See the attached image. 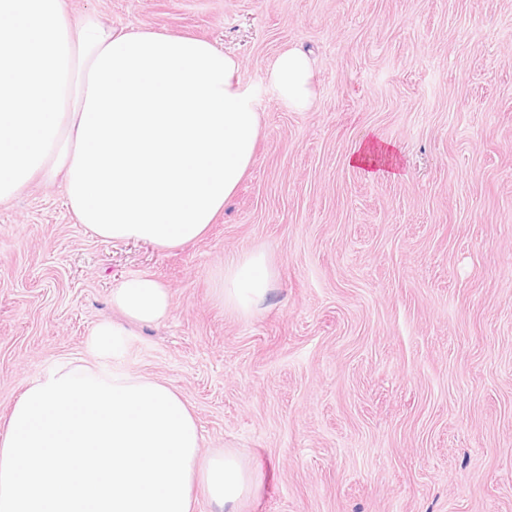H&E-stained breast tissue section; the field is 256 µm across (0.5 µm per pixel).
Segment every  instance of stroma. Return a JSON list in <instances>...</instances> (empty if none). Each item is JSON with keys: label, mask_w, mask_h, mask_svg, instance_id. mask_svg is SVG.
Returning a JSON list of instances; mask_svg holds the SVG:
<instances>
[{"label": "stroma", "mask_w": 512, "mask_h": 512, "mask_svg": "<svg viewBox=\"0 0 512 512\" xmlns=\"http://www.w3.org/2000/svg\"><path fill=\"white\" fill-rule=\"evenodd\" d=\"M119 32L211 42L258 93L250 171L208 233L157 249L77 224L62 180L0 204V435L27 384L114 356L191 406L200 452L244 454L262 488L240 512H512V0H65ZM315 101L278 104L284 50ZM395 173L352 165L365 139ZM263 252L265 309L212 298L233 256ZM170 292L125 321L113 285ZM314 74L309 56L296 48L282 51L274 60L269 81L280 105L289 110H308L314 99ZM112 305L130 320L141 323L161 321L171 312L168 292L148 275H132L115 284Z\"/></svg>", "instance_id": "obj_1"}]
</instances>
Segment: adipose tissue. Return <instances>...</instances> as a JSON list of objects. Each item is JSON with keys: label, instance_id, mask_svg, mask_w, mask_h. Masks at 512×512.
<instances>
[{"label": "adipose tissue", "instance_id": "obj_1", "mask_svg": "<svg viewBox=\"0 0 512 512\" xmlns=\"http://www.w3.org/2000/svg\"><path fill=\"white\" fill-rule=\"evenodd\" d=\"M309 56L274 60L280 105L314 99ZM257 93L238 61L209 42L117 33L64 0H0V202L34 177L63 178L77 223L106 242L170 248L195 241L250 169ZM272 276L262 255L229 259L215 278L225 309L262 311ZM127 318H167L171 299L147 275L112 288ZM197 420L180 394L112 368L106 356L57 363L28 384L0 438V512H192L203 492L238 512L262 477L237 450L199 455Z\"/></svg>", "mask_w": 512, "mask_h": 512}]
</instances>
